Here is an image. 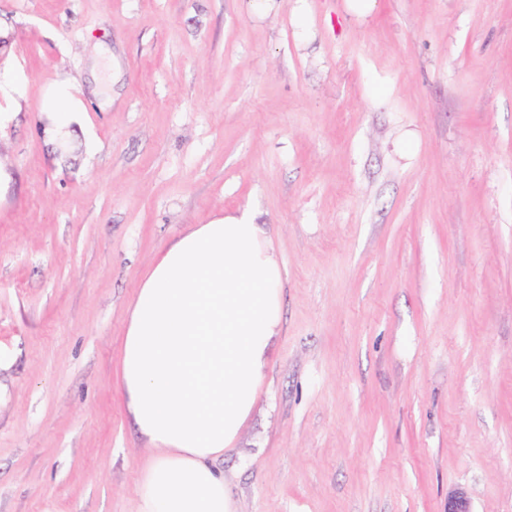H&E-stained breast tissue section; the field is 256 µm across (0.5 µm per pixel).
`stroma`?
<instances>
[{
    "mask_svg": "<svg viewBox=\"0 0 512 512\" xmlns=\"http://www.w3.org/2000/svg\"><path fill=\"white\" fill-rule=\"evenodd\" d=\"M1 112L0 512H136L127 308L244 211L285 275L235 512H512V0H0ZM41 114L42 132L49 140L62 141L85 122L83 101L69 93L49 92Z\"/></svg>",
    "mask_w": 512,
    "mask_h": 512,
    "instance_id": "stroma-1",
    "label": "stroma"
}]
</instances>
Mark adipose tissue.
I'll return each instance as SVG.
<instances>
[{"label": "adipose tissue", "mask_w": 512, "mask_h": 512, "mask_svg": "<svg viewBox=\"0 0 512 512\" xmlns=\"http://www.w3.org/2000/svg\"><path fill=\"white\" fill-rule=\"evenodd\" d=\"M47 100L46 138L83 126L80 98ZM283 275L262 225L245 216L193 225L149 264L125 319L119 375L154 452L138 512H233L214 462L238 441L265 379Z\"/></svg>", "instance_id": "adipose-tissue-1"}]
</instances>
